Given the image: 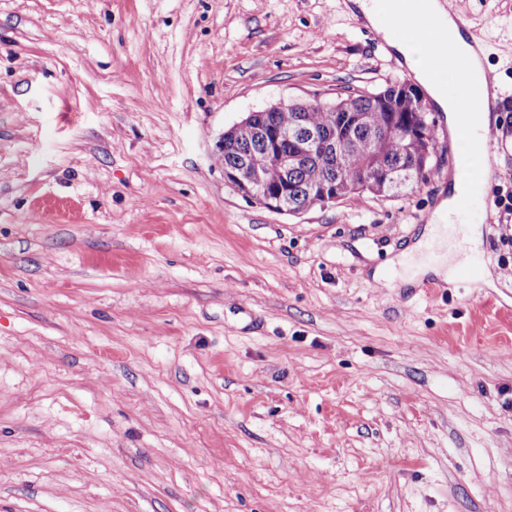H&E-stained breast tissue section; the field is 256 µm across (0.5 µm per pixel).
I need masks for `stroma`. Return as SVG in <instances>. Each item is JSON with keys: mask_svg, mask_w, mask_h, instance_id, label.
<instances>
[{"mask_svg": "<svg viewBox=\"0 0 512 512\" xmlns=\"http://www.w3.org/2000/svg\"><path fill=\"white\" fill-rule=\"evenodd\" d=\"M350 3L0 0V512H512V0L453 2L503 89L448 279L413 245L468 141L299 215L218 161L249 113L411 81Z\"/></svg>", "mask_w": 512, "mask_h": 512, "instance_id": "35a3bbf8", "label": "stroma"}]
</instances>
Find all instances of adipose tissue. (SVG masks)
I'll use <instances>...</instances> for the list:
<instances>
[{"label":"adipose tissue","mask_w":512,"mask_h":512,"mask_svg":"<svg viewBox=\"0 0 512 512\" xmlns=\"http://www.w3.org/2000/svg\"><path fill=\"white\" fill-rule=\"evenodd\" d=\"M353 6L371 27L382 33L386 44L403 60L415 81L426 90L439 111L444 113L449 133L476 140L489 123L487 113L462 114L455 99L449 96L448 87L456 82L462 83L471 100L480 102L486 95L483 80L485 62L483 56L464 39L444 0H432L427 18L428 24L437 27L456 48L455 66L441 74L432 68L433 47L416 39H402L395 35L390 20L397 10L398 0H353ZM464 191L473 196L484 193L485 183L478 173H471L466 180L452 184L447 198L434 211L432 224L425 228L424 240H444L442 224L455 214L460 194Z\"/></svg>","instance_id":"adipose-tissue-1"}]
</instances>
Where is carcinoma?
Instances as JSON below:
<instances>
[{
	"label": "carcinoma",
	"mask_w": 512,
	"mask_h": 512,
	"mask_svg": "<svg viewBox=\"0 0 512 512\" xmlns=\"http://www.w3.org/2000/svg\"><path fill=\"white\" fill-rule=\"evenodd\" d=\"M401 83L388 84L377 92H347L337 100L352 113L368 115L366 124H350L346 113L327 112L317 100L296 102L285 110L261 112L254 123L238 129L224 139V154L220 161L224 168L235 166L239 159L249 157L254 163L263 162L265 146L256 129L273 125L282 129L292 127L298 119L327 138L336 137V154L308 153L287 169L264 167L263 179L267 186H288V198L293 207L303 209L315 198V188L329 180L336 182V191L342 198H353L363 193L392 196V173L403 172L414 161L431 154L430 143L435 141V128L416 138L408 137L401 128L418 106L400 101L396 94Z\"/></svg>",
	"instance_id": "cac0c4a2"
}]
</instances>
